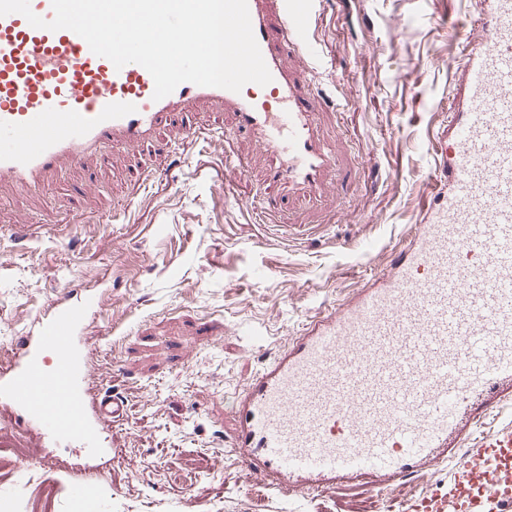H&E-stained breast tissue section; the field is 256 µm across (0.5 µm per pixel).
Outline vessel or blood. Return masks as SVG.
I'll use <instances>...</instances> for the list:
<instances>
[{"label": "vessel or blood", "instance_id": "obj_1", "mask_svg": "<svg viewBox=\"0 0 512 512\" xmlns=\"http://www.w3.org/2000/svg\"><path fill=\"white\" fill-rule=\"evenodd\" d=\"M247 3L272 82L238 93L186 82L158 101L141 65L115 68L70 30L0 17V186L40 190L113 144L161 149L172 116L206 105L269 156L279 191L324 188L335 154L311 91L324 0ZM463 44L448 121L430 140L446 181L404 247L233 396L230 452L259 487L302 493L369 476L399 493L403 512H472L480 489L492 512H512V422L476 430L512 397V0H479ZM91 308L62 294L39 333L19 338L0 400L44 442L72 439L96 459L119 406L95 389L83 350ZM458 455L446 489L411 496L417 465Z\"/></svg>", "mask_w": 512, "mask_h": 512}]
</instances>
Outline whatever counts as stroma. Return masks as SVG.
<instances>
[{"mask_svg":"<svg viewBox=\"0 0 512 512\" xmlns=\"http://www.w3.org/2000/svg\"><path fill=\"white\" fill-rule=\"evenodd\" d=\"M476 0H330L317 20L327 70L314 80L332 103L316 115L336 149L332 191L280 198L268 161L230 121L207 109L175 117L204 133L173 147L177 166L148 151L115 149L50 178L36 193L0 190V351L36 332L65 289L96 294L84 333L111 365L103 389L124 407L109 448H138L154 475L89 462L76 443L51 453L57 471L28 463L0 469L8 512H28L38 485L56 491L54 512H398L392 491L362 481L333 491L261 497L225 456L208 467L204 445L231 435L232 395L308 315L348 297L364 273L400 248L430 178L425 144L448 118L450 70L463 60L447 17H476ZM228 132L243 159L236 195L211 133ZM33 237L13 236L19 219ZM198 356L186 361L185 346ZM99 473L73 497L77 470Z\"/></svg>","mask_w":512,"mask_h":512,"instance_id":"35a3bbf8","label":"stroma"}]
</instances>
